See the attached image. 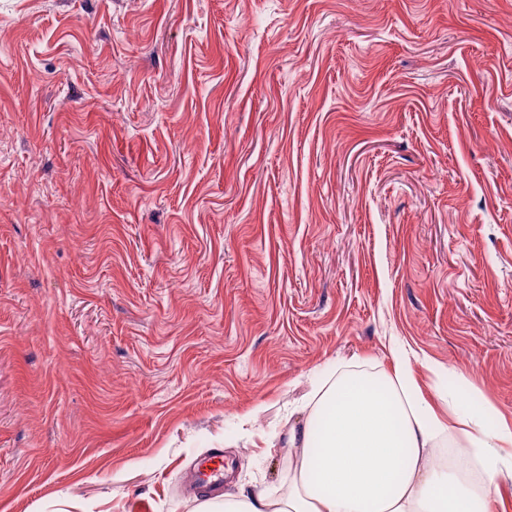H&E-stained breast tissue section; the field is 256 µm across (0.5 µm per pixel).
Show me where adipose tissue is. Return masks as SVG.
Masks as SVG:
<instances>
[{"mask_svg":"<svg viewBox=\"0 0 512 512\" xmlns=\"http://www.w3.org/2000/svg\"><path fill=\"white\" fill-rule=\"evenodd\" d=\"M446 404L448 419L436 406ZM286 435L289 468L276 491L206 500L197 512H489L512 487V424L489 404L464 410L437 390L428 399L408 357L374 381L343 371L320 384ZM476 462L479 485L459 477L433 450L447 435Z\"/></svg>","mask_w":512,"mask_h":512,"instance_id":"1","label":"adipose tissue"}]
</instances>
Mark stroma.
I'll return each instance as SVG.
<instances>
[{"instance_id": "35a3bbf8", "label": "stroma", "mask_w": 512, "mask_h": 512, "mask_svg": "<svg viewBox=\"0 0 512 512\" xmlns=\"http://www.w3.org/2000/svg\"><path fill=\"white\" fill-rule=\"evenodd\" d=\"M401 352L512 423V0H0V512L274 491ZM230 469L222 451L216 450L199 461L194 474L196 493H220L224 485V472ZM197 495V496H198Z\"/></svg>"}]
</instances>
